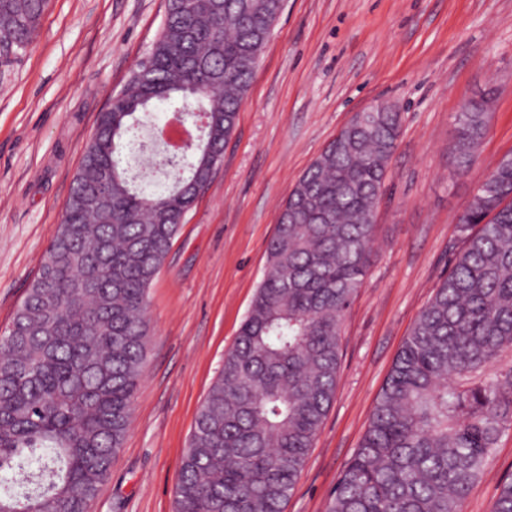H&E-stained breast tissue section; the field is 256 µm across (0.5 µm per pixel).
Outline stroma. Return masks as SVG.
Listing matches in <instances>:
<instances>
[{"label": "stroma", "mask_w": 512, "mask_h": 512, "mask_svg": "<svg viewBox=\"0 0 512 512\" xmlns=\"http://www.w3.org/2000/svg\"><path fill=\"white\" fill-rule=\"evenodd\" d=\"M165 0H51L32 44L0 59V332L54 237L100 112L155 40ZM493 92L468 173L456 112ZM394 102L401 135L371 267L346 312L334 401L284 512H325L415 319L463 246L460 216L512 153V0H285L235 131L148 294L150 336L123 445L89 512H173L195 417L266 266L279 209L355 112ZM512 479L501 435L461 512Z\"/></svg>", "instance_id": "obj_1"}]
</instances>
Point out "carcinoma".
I'll list each match as a JSON object with an SVG mask.
<instances>
[{"instance_id": "obj_1", "label": "carcinoma", "mask_w": 512, "mask_h": 512, "mask_svg": "<svg viewBox=\"0 0 512 512\" xmlns=\"http://www.w3.org/2000/svg\"><path fill=\"white\" fill-rule=\"evenodd\" d=\"M49 0H0V57L31 43ZM280 0H166L147 62L100 113L58 230L0 335V512H88L122 448L141 383L148 290L220 162ZM205 112L202 139L148 195L122 165L141 115ZM401 115L342 129L295 182L267 267L200 406L175 512H283L334 400L343 318L370 268L377 210ZM488 117L453 129L475 162ZM463 247L415 320L326 512H461L512 427V155L459 219ZM492 512H512V481Z\"/></svg>"}]
</instances>
